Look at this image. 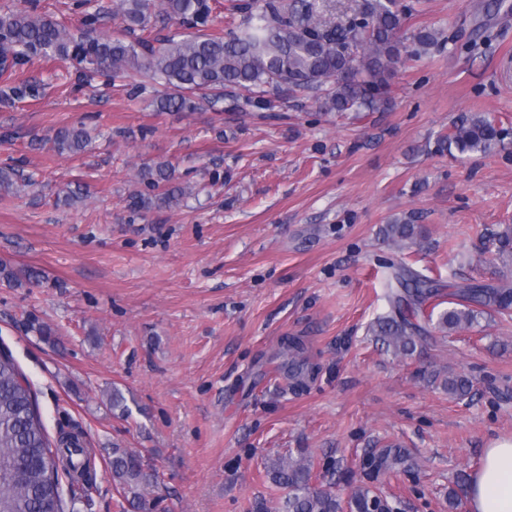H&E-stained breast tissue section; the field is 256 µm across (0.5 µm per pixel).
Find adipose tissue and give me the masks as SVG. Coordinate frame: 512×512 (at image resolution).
<instances>
[{"label":"adipose tissue","mask_w":512,"mask_h":512,"mask_svg":"<svg viewBox=\"0 0 512 512\" xmlns=\"http://www.w3.org/2000/svg\"><path fill=\"white\" fill-rule=\"evenodd\" d=\"M472 512H512V439L494 442L467 486Z\"/></svg>","instance_id":"ef3b65f1"}]
</instances>
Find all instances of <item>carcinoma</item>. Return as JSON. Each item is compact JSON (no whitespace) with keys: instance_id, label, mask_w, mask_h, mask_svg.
<instances>
[{"instance_id":"1","label":"carcinoma","mask_w":512,"mask_h":512,"mask_svg":"<svg viewBox=\"0 0 512 512\" xmlns=\"http://www.w3.org/2000/svg\"><path fill=\"white\" fill-rule=\"evenodd\" d=\"M193 29L163 38L146 35L154 12ZM230 14L241 21L229 32L210 33V0H115L112 13L83 14L72 31L34 10L0 14V35L12 55L27 61L60 59L74 62L83 75L115 77L128 71L143 74L172 92L160 97L161 110L193 107L187 92L208 90L215 100L229 89L252 91L245 106L263 108L266 91H310L330 112H372L386 100L397 67L420 49L439 42L438 32L422 29L400 35L403 12L398 0H354L333 16L329 0H230ZM119 18L127 30L143 35L133 41L114 37L108 17ZM507 132L485 112L459 116L453 129L436 141V150L450 155L490 154L504 146ZM60 154H79L91 143L83 127H62L37 141ZM152 187L172 177L166 164L141 171ZM185 191L168 190L151 199L137 195L136 208L177 207ZM384 238L401 249L419 244L422 228L409 217L385 225ZM495 252L512 260V227L491 234ZM388 311L377 318L372 332L386 350L399 357L413 354L420 340L470 329L494 312L512 313V281L495 284L464 278L443 288L438 281L405 263L391 266L386 281ZM305 348L296 337L283 341L280 356L295 386L310 378ZM441 385L459 399L471 395L473 381L450 373ZM405 463L388 449L364 458L368 478L390 473ZM311 458L288 453L264 465L266 476L285 491L275 512H393L387 499L368 485L356 487L342 509L336 494L312 487ZM64 473L71 498L90 509L96 486L95 458L83 434L73 432L50 440L34 392L10 353L0 352V512H64L59 473ZM112 479L134 512H156L147 488L157 484L158 472L139 454L112 449Z\"/></svg>"}]
</instances>
